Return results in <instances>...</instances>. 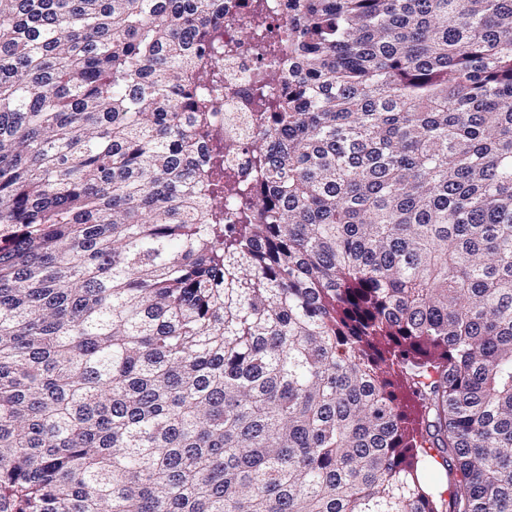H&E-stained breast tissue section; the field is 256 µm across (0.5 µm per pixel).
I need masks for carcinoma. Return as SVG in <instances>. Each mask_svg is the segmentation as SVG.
I'll return each mask as SVG.
<instances>
[{
	"instance_id": "carcinoma-1",
	"label": "carcinoma",
	"mask_w": 512,
	"mask_h": 512,
	"mask_svg": "<svg viewBox=\"0 0 512 512\" xmlns=\"http://www.w3.org/2000/svg\"><path fill=\"white\" fill-rule=\"evenodd\" d=\"M235 21L0 0V512H512V0L256 5L204 153ZM241 39L233 53H224V104L213 117L215 132L224 141L241 131L238 123L236 127L228 120L229 114L244 112L240 109V101L248 91L247 77L258 65L250 45ZM420 475L422 480L428 484L436 499L447 503L449 499L448 477L440 457L436 459L427 458L422 466Z\"/></svg>"
}]
</instances>
